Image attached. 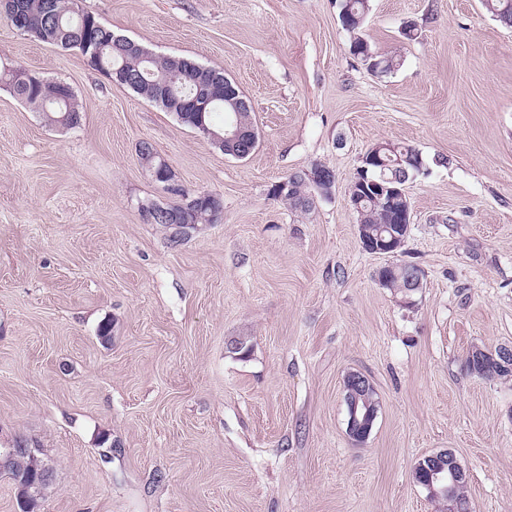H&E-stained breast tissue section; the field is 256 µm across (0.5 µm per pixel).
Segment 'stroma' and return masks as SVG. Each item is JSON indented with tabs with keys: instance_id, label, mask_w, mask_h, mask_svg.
I'll use <instances>...</instances> for the list:
<instances>
[{
	"instance_id": "obj_1",
	"label": "stroma",
	"mask_w": 512,
	"mask_h": 512,
	"mask_svg": "<svg viewBox=\"0 0 512 512\" xmlns=\"http://www.w3.org/2000/svg\"><path fill=\"white\" fill-rule=\"evenodd\" d=\"M79 5L153 54L223 68L258 142L224 155L0 19V74L67 83L82 113L53 126L0 77V448L37 441L53 470L41 512H441L413 470L443 449L469 512H512V377L466 367L474 348L512 349V28L482 0H370L362 35L399 61L377 75L339 0ZM144 140L183 190L223 199L176 248L139 209L173 200ZM384 141L424 165L397 255L423 274L409 308L379 285L387 259L363 249L348 200ZM315 164L332 199L303 212L269 196ZM351 372L380 402L361 445ZM148 151V153L146 152ZM144 151L143 155V166L150 172L152 177L156 180L159 174H164V183L168 186L172 192L180 191L179 186L175 183V175L169 166L168 162L154 149Z\"/></svg>"
}]
</instances>
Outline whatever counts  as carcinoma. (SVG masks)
I'll list each match as a JSON object with an SVG mask.
<instances>
[{"label": "carcinoma", "mask_w": 512, "mask_h": 512, "mask_svg": "<svg viewBox=\"0 0 512 512\" xmlns=\"http://www.w3.org/2000/svg\"><path fill=\"white\" fill-rule=\"evenodd\" d=\"M483 6L495 20L506 27H512V0H483ZM369 9V0H341L339 18L345 30L353 34L351 51L361 58L369 69L388 74L394 71L397 63L391 58L373 54L369 44L359 31L365 21L364 15ZM21 14L26 24L35 31L33 38L64 49H76L87 63L109 79L122 72L131 78L126 87L144 98L156 103L165 111L173 113L177 120L189 127H194L195 113L200 111L199 104L210 95L217 100L209 103L204 112V121L212 130L220 133L224 126L214 122L213 116L224 111V83L215 82L208 86L209 77L195 67V62L185 57L163 56L152 59H139L123 56L112 48L115 34L107 28L94 14L75 11V0H14V8L8 9L4 0H0V16L6 18L13 27H18L16 14ZM13 93L22 101L35 105L42 110L45 117L57 124L67 126L71 120L81 123V112L76 104L67 105L59 100L62 83L48 82L35 75L28 80L17 77L12 79ZM416 153L410 146L389 143V148L382 152V162L377 167V176L386 179L402 176L396 164L398 157ZM293 189L281 199L293 210H304V201L311 192L304 171L292 173ZM223 210V202L213 208L187 211L190 222L194 224H212L218 220ZM364 223L379 226L391 223L390 214L380 201L367 199L362 204ZM480 350L473 349L466 358V367L470 372L482 378H506L512 376V369L504 363L482 355L483 362L471 367L472 359ZM33 453L19 452L11 457L4 471L7 472L18 488V495L25 496L24 488L38 485L42 491L47 484L37 483L43 460L38 456L39 449L33 442H27Z\"/></svg>", "instance_id": "obj_1"}]
</instances>
